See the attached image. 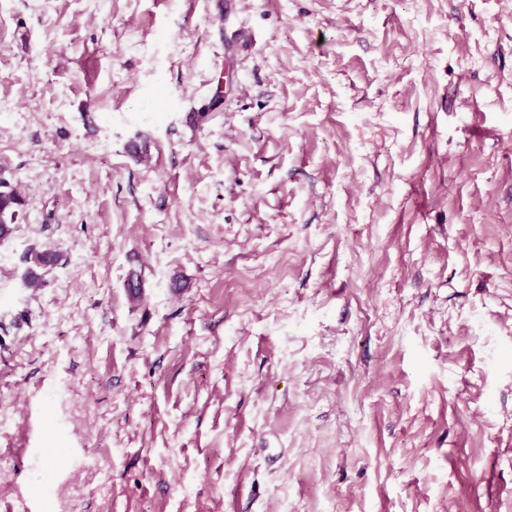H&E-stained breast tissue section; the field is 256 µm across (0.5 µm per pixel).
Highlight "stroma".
<instances>
[{"label": "stroma", "instance_id": "obj_1", "mask_svg": "<svg viewBox=\"0 0 512 512\" xmlns=\"http://www.w3.org/2000/svg\"><path fill=\"white\" fill-rule=\"evenodd\" d=\"M0 170V512H512V0H0ZM0 240L10 236L23 200L8 180H0ZM59 258V254L54 251L29 249L24 255L26 278L32 284L38 283L42 276L39 271L56 265Z\"/></svg>", "mask_w": 512, "mask_h": 512}]
</instances>
